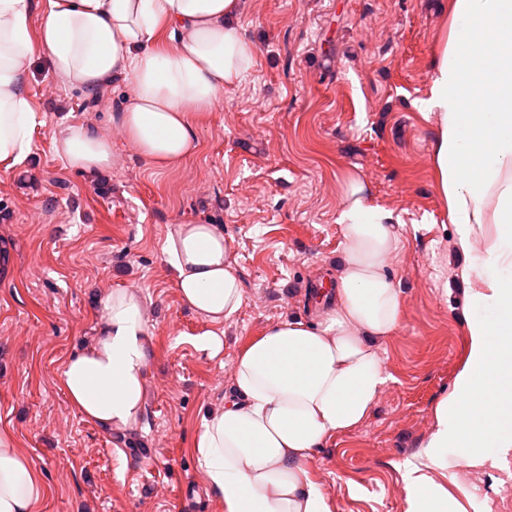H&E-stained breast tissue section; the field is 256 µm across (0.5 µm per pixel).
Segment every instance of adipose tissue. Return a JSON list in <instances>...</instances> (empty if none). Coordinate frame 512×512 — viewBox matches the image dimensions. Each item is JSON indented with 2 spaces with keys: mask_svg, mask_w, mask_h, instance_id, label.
Listing matches in <instances>:
<instances>
[{
  "mask_svg": "<svg viewBox=\"0 0 512 512\" xmlns=\"http://www.w3.org/2000/svg\"><path fill=\"white\" fill-rule=\"evenodd\" d=\"M245 0H0V171L25 164L44 123L28 92L36 56L62 85L89 96L124 81L118 123L150 167H179L198 147L196 121L254 67L240 22ZM434 186L456 226V247L479 270L467 295V356L434 410L418 461L406 464V512H461L430 473L457 448L466 467L512 460V0H448L433 54ZM71 169L112 171L110 137L85 123L50 141ZM393 211L348 176L336 218L345 239L335 292L316 321L266 328L233 360V395L203 420L194 446L224 512H331L306 465L332 434L371 412L391 379L378 342L399 326L401 290L385 263L397 246ZM494 231L484 254L474 241ZM182 304L219 324L243 302L231 242L220 224L174 225L163 245ZM92 342L72 354L60 384L83 419L113 432L144 409L152 333L138 291L105 294ZM47 487L15 434L0 430V512H36Z\"/></svg>",
  "mask_w": 512,
  "mask_h": 512,
  "instance_id": "ef3b65f1",
  "label": "adipose tissue"
}]
</instances>
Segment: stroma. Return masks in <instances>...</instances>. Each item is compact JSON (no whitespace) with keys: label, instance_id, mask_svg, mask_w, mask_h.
<instances>
[{"label":"stroma","instance_id":"stroma-1","mask_svg":"<svg viewBox=\"0 0 512 512\" xmlns=\"http://www.w3.org/2000/svg\"><path fill=\"white\" fill-rule=\"evenodd\" d=\"M448 0H249L242 26L255 67L197 125L199 149L151 169L112 115L116 84L87 97L44 59L28 91L44 118L26 164L0 174V428L11 429L47 486L37 512H224L201 478L195 437L231 392L235 354L269 325L314 320L313 288L334 278L348 174L399 222L387 274L402 292L379 345L392 379L368 417L308 462L332 512H405L403 464L426 442L434 409L467 352L469 259L434 189V116L420 112ZM69 121L107 132L109 176L76 172L50 148ZM187 219L220 224L242 279L216 358L193 339L212 325L188 311L162 252ZM140 293L153 332L146 405L125 437L82 420L59 383L97 331L102 296ZM433 472L465 512H512L502 471L466 468L457 449Z\"/></svg>","mask_w":512,"mask_h":512}]
</instances>
